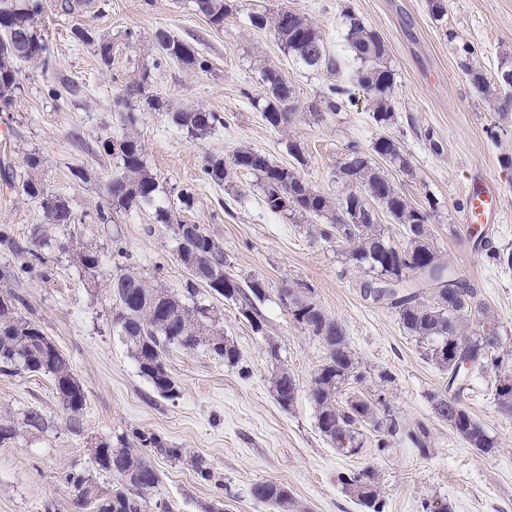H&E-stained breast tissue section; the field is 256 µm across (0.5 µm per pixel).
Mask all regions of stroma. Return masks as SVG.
<instances>
[{"label": "stroma", "instance_id": "1", "mask_svg": "<svg viewBox=\"0 0 512 512\" xmlns=\"http://www.w3.org/2000/svg\"><path fill=\"white\" fill-rule=\"evenodd\" d=\"M236 11L223 29L212 28L189 0H94L80 18L48 14L39 22L47 31L55 61L53 82L81 86L79 96L57 101L44 89L41 70L21 63L24 90L11 114L0 112V145L10 144L12 164L22 167L27 153L44 158V177L69 201L77 220L70 231L101 256L96 281L79 276L68 255L54 256L48 279L29 275L20 290L21 314L35 321L70 360L86 396L84 431L68 430L49 376L0 372V408L35 407L55 426L31 432L0 447V512H68L74 494L69 473L90 468L98 440L135 429L153 431L184 460L161 456L152 462L160 482L158 497L174 512H206L220 501L224 512H269L255 499V483L286 486L298 512H365L339 477L373 469L382 487L383 512H426L450 504L452 512H512V416L499 411L495 369L474 378L465 403L498 442L486 455L470 448L432 413L428 396L443 391L446 374L427 359L425 349L401 327L394 309L365 297V273L355 267L345 245L325 241L311 223L267 210L256 179L239 173L232 188L199 187L205 156L231 158L247 146L278 162L289 156L288 141L300 143L307 159L299 171L315 188L339 194L336 174L349 142L370 149L384 135L397 139L408 170L385 172L409 200L434 202L430 218L434 244L451 267L493 311L503 344L505 366H512V268L496 266L475 249L462 221L464 188L473 178L489 180L499 193V210L488 225L490 246L512 248V171L501 159L512 154V121L495 111L493 98L478 93L460 65L459 45L477 50L476 62L496 81L504 55L512 54V0H447V13L435 20L427 0H235ZM309 17L332 54L345 55L342 12L351 9L384 39L395 73L390 125L372 118L363 93L335 115L308 116L307 107L334 83L333 75L312 71L285 56L272 33L251 25L249 15L281 5ZM106 34L114 42L112 62L103 66L91 47L76 43L75 22ZM164 28L194 43L210 61L206 72L168 62L157 64L151 36ZM133 40H126V32ZM277 67L298 96L299 115L285 130L270 129L247 93L263 89L261 71ZM150 69L152 85L172 108H205L223 113L226 125L205 139L186 137L167 113H144L138 132L150 166L163 187L161 206L175 220L199 225L224 248L238 278H259L266 292L256 307L263 327L254 330L234 301H214V311L241 359L229 367L204 349L170 348L166 364L178 385L176 397H160L143 378L120 338L112 331L105 282L112 272V249L122 246L134 271L152 285L181 290L186 274L175 259L171 228L158 224L153 209L120 215L101 224L96 214L105 200L101 184L115 160L93 154L100 137L117 132L112 99L128 82ZM439 142L433 152L431 142ZM85 167L93 180L74 179ZM194 188L189 204L177 198ZM38 201L0 184V266L19 263L12 242L32 245L43 223ZM311 288L315 300L346 330L349 347L368 379L364 395L383 393L391 412L408 429L424 426L425 447L399 436L378 450L374 432L353 456L336 452L316 426L308 389L326 349L295 322L283 288ZM277 346L282 364L295 376L298 397L290 408L276 401L269 355ZM390 382L381 383L380 374ZM203 458L215 478L207 482L193 471Z\"/></svg>", "mask_w": 512, "mask_h": 512}]
</instances>
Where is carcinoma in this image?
I'll return each mask as SVG.
<instances>
[{
    "mask_svg": "<svg viewBox=\"0 0 512 512\" xmlns=\"http://www.w3.org/2000/svg\"><path fill=\"white\" fill-rule=\"evenodd\" d=\"M193 10L207 18L214 28L224 27V19L232 14L229 0H191ZM90 0H0V112H10L23 89L18 63L32 62L42 73L53 69L48 42L38 19L45 7L65 15H80ZM344 41L347 57L330 53L317 26L307 17L281 6L272 13H252L249 21L258 29L268 28L285 55L313 70L330 74L347 72L346 79L331 84L319 103L311 105L310 113L336 114L352 102L353 90L369 96L372 118L380 126L391 123L394 117L392 88L394 70L388 65L387 48L379 33L369 28L349 10L342 11ZM86 27L77 24L71 33L74 40L93 48L101 64L112 61L113 44L106 35L94 33L82 36ZM159 61L176 62L190 70L207 72L210 62L192 43L164 29L153 33ZM461 67L471 85L485 96L492 95L491 84L474 60L475 49L464 43L460 47ZM263 91L255 96L245 90L254 108L261 112L266 125L280 130L290 124L296 109L288 101L296 97L293 86L278 70L263 69ZM149 74L124 88L116 100L120 132L100 140V156L118 160V169L101 186L105 205L97 212V220L108 224L115 216L146 207L155 208L156 221L172 227L176 239V260L187 274L183 292L154 288L140 274L124 263L127 252L121 247L112 251L113 269L107 280V294L112 302V326L116 328L135 360L139 373L162 397L173 398L177 388L169 375L165 357L170 345L185 349L202 346L211 354L234 366L240 360L237 346L224 336L212 313L213 306L198 299L200 289L212 295L233 299L240 304L241 314L255 330L262 329L260 314L253 299L265 294L261 279L240 283L227 270L224 248L197 224L173 223L171 210L156 205L160 183L148 168L145 146L137 127L146 112H165L174 126L194 139H203L224 127V117L218 112L201 108L174 110L171 105L150 90ZM288 155L294 163L273 161L269 155L250 147L238 148L226 161L209 156L202 168V183L224 187L233 183L241 172L257 179L265 206L275 213L292 217L314 218L318 235L324 240L345 236L342 243L350 249V259L372 278H392L397 285L382 286L373 295L376 301L388 300L399 316L400 324L410 336L427 346L432 360L448 374V394H434L431 405H456L459 410L445 419L448 426L472 448L492 454L497 441L491 437L464 404L475 373L489 366L498 371L495 398L498 408L512 415V370L504 371L503 359L497 352L501 347L498 322L489 307L476 303V292L469 284L454 275L432 240L428 227L435 203L423 206L409 200L398 190L380 166L384 161L402 170L409 167L400 143L389 136L379 138L372 153H365L352 142L347 145L346 157L339 167L338 178L345 185L343 195L333 198L312 186L300 174L298 166L305 163L300 145L288 142ZM27 171L16 176L11 165L0 162V178L5 184L39 201L46 224L52 229H37L34 248L16 251L23 255L19 268L6 267L0 279L12 283L19 275L38 267L42 277H50V258L56 253H69L88 279L97 278L100 255L59 230L76 223L69 201L47 187L40 176L44 158L29 153L25 158ZM355 207L366 214L377 206L394 223L402 226L403 242L394 244L377 222L369 219L358 222ZM21 295L13 288L0 290V372L39 373L51 376L66 423L75 433H82L81 413L85 392L76 379L69 360L44 334L35 322L18 314ZM288 310L295 322L305 327L324 344L327 356L314 374L309 395L312 399L317 426L326 440L344 456L359 453L365 431L378 434L377 448L383 450L390 439L400 433L399 423L387 409L382 394L372 398L353 395L340 400L345 388L366 382L367 374L356 362L349 349L346 332L328 316L314 300L312 290L288 289ZM272 390L278 403L290 407L298 393L294 376L280 365L272 377ZM50 421L37 408L21 412L10 410L0 414V447L15 443L28 432H44ZM164 456L171 461L182 459L183 451L172 448L149 430L135 429L115 439H101L93 449L97 470L110 473L117 482L104 492L89 471H76L69 476L74 488L71 512H173L166 499L152 494L159 475L151 456ZM343 488L368 509L382 512L381 486L376 473L365 469L340 477ZM252 494L268 504L272 512H295L296 502L288 489L274 481L252 487Z\"/></svg>",
    "mask_w": 512,
    "mask_h": 512,
    "instance_id": "cac0c4a2",
    "label": "carcinoma"
}]
</instances>
